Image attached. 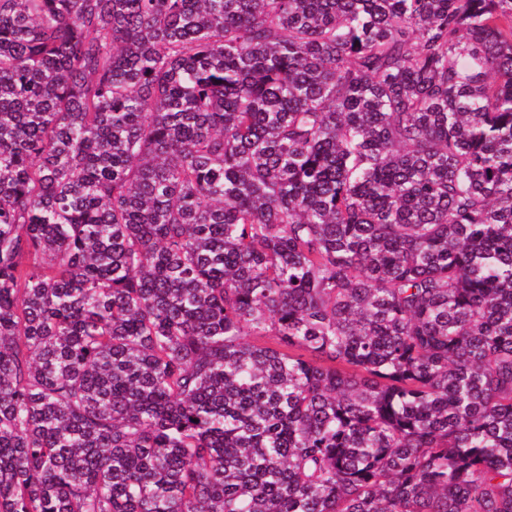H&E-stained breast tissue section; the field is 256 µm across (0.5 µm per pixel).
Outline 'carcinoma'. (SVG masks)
<instances>
[{"instance_id": "cac0c4a2", "label": "carcinoma", "mask_w": 512, "mask_h": 512, "mask_svg": "<svg viewBox=\"0 0 512 512\" xmlns=\"http://www.w3.org/2000/svg\"><path fill=\"white\" fill-rule=\"evenodd\" d=\"M0 512H512V0H0Z\"/></svg>"}]
</instances>
